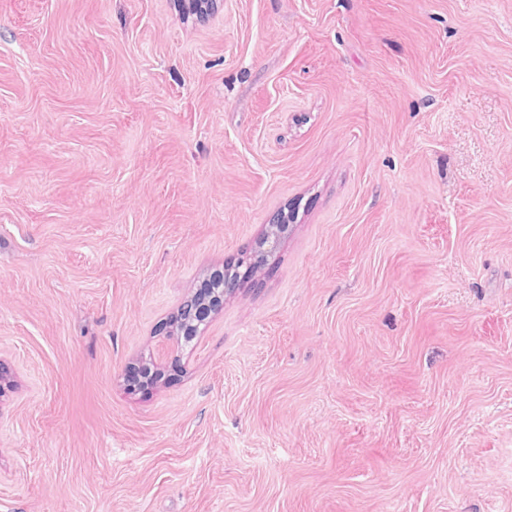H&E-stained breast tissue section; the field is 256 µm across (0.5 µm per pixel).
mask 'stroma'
Returning a JSON list of instances; mask_svg holds the SVG:
<instances>
[{"mask_svg":"<svg viewBox=\"0 0 512 512\" xmlns=\"http://www.w3.org/2000/svg\"><path fill=\"white\" fill-rule=\"evenodd\" d=\"M216 2L0 0V512H512V0ZM287 233L288 224L284 223V219H277L266 225L263 236L247 256L252 272L258 273L269 264L270 258L277 252ZM231 270L216 274L192 289L163 324L160 335L172 347L192 341L201 332V326L224 308V297L238 285V276ZM178 362L177 357L171 361L140 360L123 374V383L131 393L156 389L180 370Z\"/></svg>","mask_w":512,"mask_h":512,"instance_id":"35a3bbf8","label":"stroma"}]
</instances>
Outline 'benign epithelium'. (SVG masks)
<instances>
[{"instance_id":"7a95c632","label":"benign epithelium","mask_w":512,"mask_h":512,"mask_svg":"<svg viewBox=\"0 0 512 512\" xmlns=\"http://www.w3.org/2000/svg\"><path fill=\"white\" fill-rule=\"evenodd\" d=\"M287 234L288 225L282 219L266 225L263 236L247 256L253 272L258 273L269 264ZM237 285L238 277L227 270L192 290L163 324L161 335L165 341L174 348L192 341L200 334L201 326L224 309V297L233 292ZM179 370L177 358L169 361L140 360L123 374V383L131 393L149 391L164 384L171 374Z\"/></svg>"}]
</instances>
